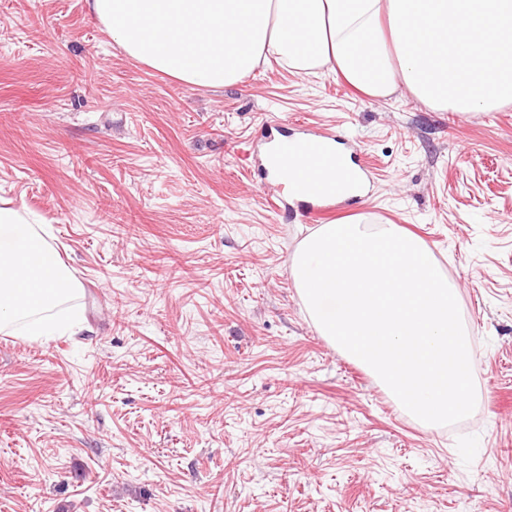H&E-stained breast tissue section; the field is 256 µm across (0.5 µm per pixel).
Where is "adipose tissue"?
Segmentation results:
<instances>
[{
    "instance_id": "ef3b65f1",
    "label": "adipose tissue",
    "mask_w": 512,
    "mask_h": 512,
    "mask_svg": "<svg viewBox=\"0 0 512 512\" xmlns=\"http://www.w3.org/2000/svg\"><path fill=\"white\" fill-rule=\"evenodd\" d=\"M127 56L181 83L221 88L282 60L373 99L435 112L512 104V0H85ZM37 217L0 202V331H85L56 309L77 290Z\"/></svg>"
}]
</instances>
